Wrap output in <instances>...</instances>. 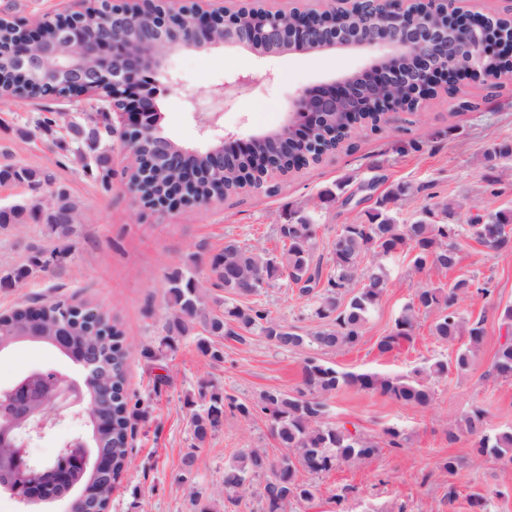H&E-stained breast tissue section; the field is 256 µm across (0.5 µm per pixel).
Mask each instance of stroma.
Wrapping results in <instances>:
<instances>
[{
    "label": "stroma",
    "instance_id": "obj_1",
    "mask_svg": "<svg viewBox=\"0 0 512 512\" xmlns=\"http://www.w3.org/2000/svg\"><path fill=\"white\" fill-rule=\"evenodd\" d=\"M364 62L363 53L338 49L279 57L224 47L177 53L168 61L176 81L161 86L158 96L162 132L190 147L207 145V136L186 108L191 98L218 113L225 132L247 137L274 131L284 123L288 103L298 91L346 75ZM269 72L274 75L270 81L265 78ZM239 74L252 75L253 83L233 84ZM111 120L88 102L70 98L24 99L0 111V166L38 170L42 184L36 194L65 191L81 210L68 257L52 273L0 286V313L69 297L107 311L123 332L130 347L127 388L140 409L131 419L130 464L112 496L110 512H187V495L193 489L214 500L216 512H260L258 496L234 503L217 500L216 495L223 488L224 465L239 449L260 448L280 457L282 449L269 422L261 415L226 418L200 447L198 469L189 476L181 470L192 443L183 405L197 397L204 381L242 400L270 389H300L305 354L285 352L257 338L246 346L225 345L223 363L212 364L190 335L161 360L146 359L143 349L156 346L163 334L168 276L190 265L198 277H206L209 256L229 239L243 244L261 240L275 248V225L286 223L289 212L326 188L335 190L338 200L321 213L315 252L323 256L341 225L364 221L376 199L400 184L412 188L393 211L402 224L417 221L425 210L447 200L458 204V224L477 209H512V161L499 160L491 173L483 158L494 146H512V80L501 79L493 87L465 82L457 94L423 101L416 113H397L382 131L361 133L354 149L301 170L275 193H241L173 213L144 208L128 190L130 156L118 133L80 145L70 130L74 123L92 126ZM413 140L423 142L422 151L407 150ZM107 170L112 173L108 180L102 177ZM57 244L46 225L28 217L0 228V275L25 265L33 249ZM388 268L389 285L359 344L325 353V361L337 369L401 376L428 360L454 355L455 346L432 337L431 312L420 315L409 346L398 353H379L378 340L390 332L401 308L424 282L411 273L408 256H396ZM461 276L491 280L494 288L488 298L459 302L462 314L482 320L485 328L471 370L432 382L433 400L426 407L397 404L353 388L338 390L330 400V422L356 428L380 450L316 478L315 498L290 503L287 512H471L469 500L477 495L488 498L489 512H512V465L492 457L475 459L469 439L452 443L447 436L475 406L487 410L490 431L512 428V382L492 371L494 354L506 334L500 312L512 306V253L495 255L474 240H463L459 265L433 283L447 287ZM258 299L285 323L304 330L316 325L295 288H266ZM36 368L80 373L79 366L46 344L18 343L0 354V390ZM160 374L168 376L170 384L158 393L154 381ZM388 427L404 431L403 447L387 446ZM451 456L462 463L453 477L443 467ZM452 483L458 490L453 503L446 498Z\"/></svg>",
    "mask_w": 512,
    "mask_h": 512
}]
</instances>
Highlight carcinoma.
I'll return each mask as SVG.
<instances>
[{"label": "carcinoma", "mask_w": 512, "mask_h": 512, "mask_svg": "<svg viewBox=\"0 0 512 512\" xmlns=\"http://www.w3.org/2000/svg\"><path fill=\"white\" fill-rule=\"evenodd\" d=\"M15 72L7 59L0 60V103L8 104L13 97ZM386 123L384 115L373 112H338L326 118L325 125L336 130L334 147L349 143L354 126L377 130ZM308 157V165L320 162L319 155L299 142L294 153L281 158L275 180L300 171L295 155ZM486 165L497 167V160L512 156V147L501 145L484 153ZM130 179L139 182V199L145 206L166 194L179 173L172 167L156 165L150 147L132 153ZM224 194L259 188L251 173V159L239 155L224 161L221 173ZM22 183L35 189L41 184L39 173L22 166L0 168V184ZM411 187L398 185L367 212L366 221L345 224L331 243L327 263L331 271L322 275L321 261L314 260L315 240L319 230V213L335 201L331 189L318 193L309 206L293 212L286 224L275 227L278 249H269L257 242L242 245L236 240L211 255L209 275L202 280L194 269L176 271L167 278L166 298L170 317L165 335L156 349L145 350V357L156 359L177 348L181 338L197 336L198 350L211 363L224 362V342L247 344L255 337L283 350L310 349L315 352L353 347L360 342L364 326L388 286V273L383 260L400 251L412 254L415 272L428 277L454 269L460 262V241L470 238L496 254L512 252V210L486 214H471L464 224H436L420 219L412 224H399L389 214V207L405 199ZM41 217L50 231L65 239L80 223V211L70 196L60 191L48 204L31 203L10 211L0 209V227L12 223L23 214ZM69 252L62 244L51 252L37 249L28 264L3 275L4 282L24 280L37 272L49 273L59 258ZM372 256L371 266H363L366 256ZM285 283L298 289L306 299L311 314L320 321L318 327L301 331L276 317L263 304L251 299L264 288ZM475 292L491 294L487 285L477 286L467 277L457 279L448 288L425 284L418 289L413 301L403 307L392 330L381 337L377 349L382 354L400 352L413 340L418 315L437 311L431 335L441 344H452L462 337L467 342L448 358H436L410 376H386L373 372L342 371L317 356H308L302 366L303 388L290 394L272 389L259 394L255 401H242L224 392L213 383H204L198 390L201 405L186 401L191 410V451L182 459V470L195 469L197 444L224 426L229 413L243 419L263 415L271 425L274 436L287 454L279 460L270 458L259 448H243L233 462L224 466V497L238 501L250 491L255 479L270 474L259 491L261 512H285L293 501L314 499L317 485L299 477L300 472L320 476L343 465L373 457L379 451L374 441L343 424L326 420L328 399L343 387L374 392L403 405L426 407L433 393L429 381L450 374H464L484 340L482 322H472L459 311V300ZM89 306L67 299L51 301L45 315L51 324L59 323L61 336L51 347L60 353L84 346L87 336H106L112 339L97 350L103 369L112 387V396L101 410L112 418V429L99 433L96 450L112 457V474L90 486L100 508L108 507L112 492L123 476L129 453L128 435L132 433L130 418L136 406L126 390L127 347L122 331L110 321L104 311L96 318L85 317ZM493 371L497 378L512 382V334L505 337L496 351ZM487 411L475 407L465 413L455 428L448 431V442L462 437L473 442L476 458L492 456L512 464V429L491 433L487 428Z\"/></svg>", "instance_id": "carcinoma-1"}]
</instances>
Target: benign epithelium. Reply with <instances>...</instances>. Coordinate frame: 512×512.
<instances>
[{"label": "benign epithelium", "instance_id": "1", "mask_svg": "<svg viewBox=\"0 0 512 512\" xmlns=\"http://www.w3.org/2000/svg\"><path fill=\"white\" fill-rule=\"evenodd\" d=\"M444 2L455 18V39L448 44V55L435 53L436 43L446 27L429 4ZM348 11L336 13L332 34L312 32L304 19L276 10L259 27L232 23L229 13L220 8L208 11L196 0L175 9L172 0H148L150 7L137 15L125 4L104 2L108 22L102 27H86L81 17L70 12L45 18L56 29V44L46 50L35 48L40 31L30 26H16L15 39L3 49L18 73L39 79L47 94L64 87L66 95H84L109 103L124 117L122 144L127 152L147 138L156 158L178 169L187 182L201 174L198 161L207 160L214 172L224 169V158L255 150L256 144L269 139L278 152H288V141H312L320 132L328 112H372L390 114L402 110L400 91L406 86L429 89L446 80L448 67L455 60L458 45L471 51L467 70L458 80L480 81L495 85L497 75L484 67L485 57L494 54L512 56V40L496 38L486 27L480 13L458 6L461 0H420L427 8L417 13L409 9L413 0H340ZM288 44L290 51L311 48L326 50L347 48L373 56L372 64L348 76L301 90L292 100L285 123L277 130L242 139L222 133L216 124L219 113L205 112L197 101H190L191 111L210 143L203 150L178 145L163 136L159 123L158 87L160 79L169 78L166 60L185 50L218 47L242 48L261 56H279L278 46ZM408 54L416 65L401 70L396 59ZM200 203L179 186L171 198L159 204L164 210ZM26 327L0 344L3 350L20 341H47L43 326L44 307L23 309ZM81 379L43 369L33 370L7 392L0 395V477L26 472L36 482H48L66 464L90 467L93 472H108L111 460L92 455L88 434L65 442L50 460L34 457L32 445L49 438L66 419L83 420L85 426L106 431L112 419L100 414V401L110 397L104 383L99 359L85 353L80 362ZM67 512H93L89 491L77 493L68 503Z\"/></svg>", "mask_w": 512, "mask_h": 512}]
</instances>
